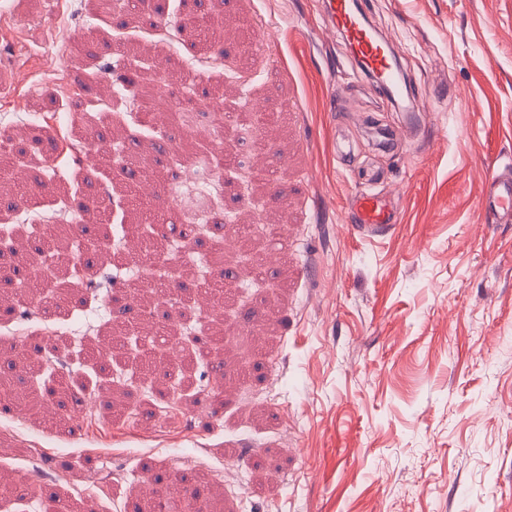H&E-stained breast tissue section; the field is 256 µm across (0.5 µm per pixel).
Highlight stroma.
I'll return each instance as SVG.
<instances>
[{"label":"stroma","mask_w":512,"mask_h":512,"mask_svg":"<svg viewBox=\"0 0 512 512\" xmlns=\"http://www.w3.org/2000/svg\"><path fill=\"white\" fill-rule=\"evenodd\" d=\"M156 1L0 0V139L14 144L0 291L48 298L0 303V387L44 419L0 404V507L33 512L39 469L63 512H159L134 489L177 475L198 512H512V223L479 207L486 176L512 163V0H360L427 106L389 147L371 130L404 115L321 33L322 0H160L165 28ZM193 14L206 43L182 26ZM243 90L269 113L264 161L225 156L223 225L183 238L170 201L159 238L130 174L148 169L166 194L201 148L161 112L204 97L231 109ZM116 128L103 163L72 157L81 135L103 144ZM161 139L170 152L143 164ZM360 191L399 197L388 235L352 229ZM135 238L164 261L85 267ZM47 252L56 279L31 277L30 255ZM220 271L235 288L181 323L170 363L167 290ZM146 277L153 291L135 292ZM104 333L106 368L90 356ZM103 386L106 416L63 426L54 405Z\"/></svg>","instance_id":"1"}]
</instances>
